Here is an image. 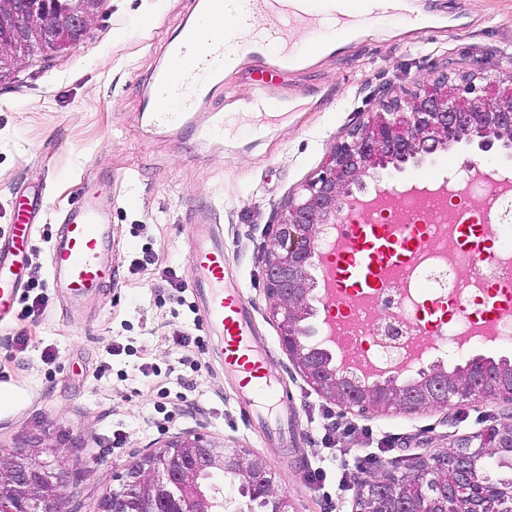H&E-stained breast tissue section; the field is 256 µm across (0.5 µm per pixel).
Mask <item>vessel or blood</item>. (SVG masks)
Returning <instances> with one entry per match:
<instances>
[{"label":"vessel or blood","instance_id":"b4317fda","mask_svg":"<svg viewBox=\"0 0 512 512\" xmlns=\"http://www.w3.org/2000/svg\"><path fill=\"white\" fill-rule=\"evenodd\" d=\"M226 0H201L202 24L188 27L173 46L172 55L182 64V88L170 98L167 77L157 74L154 97L161 108L152 122L183 125L197 102L225 71L250 55L258 68L296 69L309 59L334 53L338 44L354 37L360 21L399 19L409 13V0H245L244 10L226 13ZM223 21L220 38L207 36L210 23ZM308 34L306 46H296L297 34ZM251 106L258 118L239 115L228 122L216 113L205 138L240 132L250 126L260 134L266 123L283 119L284 101L258 97ZM31 202H19L16 220L0 240V320L18 304L29 278V254L35 239ZM425 241L422 225L397 231L390 224L360 222L351 225L343 248L328 258L325 274L336 287L354 290L379 287L384 269L402 267ZM109 227L94 197L82 198L61 224L49 254L52 285H63L75 297L99 293L112 282ZM192 286L206 310L205 325L212 347L225 373L244 374L254 407L246 416L262 439L283 438L288 433V407L278 386L277 373L251 335L252 313L241 288L224 281V240L209 225H198L189 253Z\"/></svg>","mask_w":512,"mask_h":512}]
</instances>
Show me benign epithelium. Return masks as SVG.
Segmentation results:
<instances>
[{
	"label": "benign epithelium",
	"mask_w": 512,
	"mask_h": 512,
	"mask_svg": "<svg viewBox=\"0 0 512 512\" xmlns=\"http://www.w3.org/2000/svg\"><path fill=\"white\" fill-rule=\"evenodd\" d=\"M101 0H0V60L23 44L30 52L60 53L76 46L98 13ZM497 80L469 71L443 72L431 83L403 96H390L358 123L348 139L335 145L319 175L302 186L275 215V246L265 256V293L269 313L292 365L319 394L361 413L412 414L446 410L474 398L512 392V367L488 370L478 359L470 371L442 368L418 371L407 383L347 385L349 376L330 359L316 358L322 341L306 324L321 302L312 274L320 246L319 227L336 223L367 191L363 177L407 164L466 141L485 153L512 151V90L496 92ZM512 445V425L500 427L497 440L477 432L448 456V467L469 469L490 456L500 441ZM231 474L267 497L270 512H291L288 497L273 491L267 461L247 451L212 444L200 434L176 436L122 477L104 512H211L213 502L199 481L201 472ZM67 474L59 461L49 469L31 454L0 458V512H46L57 500ZM370 506L361 512H484L479 495L464 491L431 498L427 508H402L376 483L364 485Z\"/></svg>",
	"instance_id": "1"
}]
</instances>
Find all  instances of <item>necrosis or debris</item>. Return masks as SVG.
I'll return each mask as SVG.
<instances>
[{"instance_id":"necrosis-or-debris-1","label":"necrosis or debris","mask_w":512,"mask_h":512,"mask_svg":"<svg viewBox=\"0 0 512 512\" xmlns=\"http://www.w3.org/2000/svg\"><path fill=\"white\" fill-rule=\"evenodd\" d=\"M482 198L484 235L497 238L495 254L466 266L448 243L459 236L474 211L471 196ZM382 224H425L432 240L416 250L379 288L354 291L338 310L340 334L349 336V354L377 369L407 361L411 347L426 342L434 351L453 352L464 339L493 337L497 347H512V173L498 171L494 183L461 174L448 183L446 197L401 192L390 202L364 212ZM493 286L504 292L493 315L467 311V304Z\"/></svg>"}]
</instances>
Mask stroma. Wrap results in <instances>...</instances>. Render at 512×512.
<instances>
[{"label":"stroma","mask_w":512,"mask_h":512,"mask_svg":"<svg viewBox=\"0 0 512 512\" xmlns=\"http://www.w3.org/2000/svg\"><path fill=\"white\" fill-rule=\"evenodd\" d=\"M195 0H101L95 21L74 48L26 56L0 77V234L31 187L44 186V211L30 254L32 273L48 278V251L65 214L86 191L110 215L112 285L74 301L48 288L30 314L18 303L0 323V454L40 452L69 460L58 512H103L121 476L163 441L200 434L227 448L262 456L277 494L293 512H328L308 482L327 444L368 448L348 458L342 512H355L370 476L398 475L424 449L448 451L458 438L506 422V405L478 399L442 413L404 416L347 412L319 395L288 360L270 318L262 259L274 246L272 217L316 177L336 143L388 94L414 89L462 68L512 76V0H419L448 19L423 31L397 20L367 24L360 36L261 86L248 59L221 84L182 131L148 117L153 81L169 63L168 43L198 13ZM289 101L286 119L259 137L202 142L214 112H243L261 93ZM512 170V159L464 143L421 166L383 172L397 186L418 172L460 169L464 161ZM224 238V274L253 310L252 333L270 345L293 397L287 444L264 445L242 412L248 403L210 348L182 347L205 335L204 312L190 286L188 246L194 225ZM151 262H144L145 253ZM183 284L174 290L168 270ZM23 344H16L17 336ZM123 345L111 355L112 341ZM53 358H46V351ZM333 427L323 430L324 416ZM125 432L123 448L109 444Z\"/></svg>","instance_id":"35a3bbf8"}]
</instances>
